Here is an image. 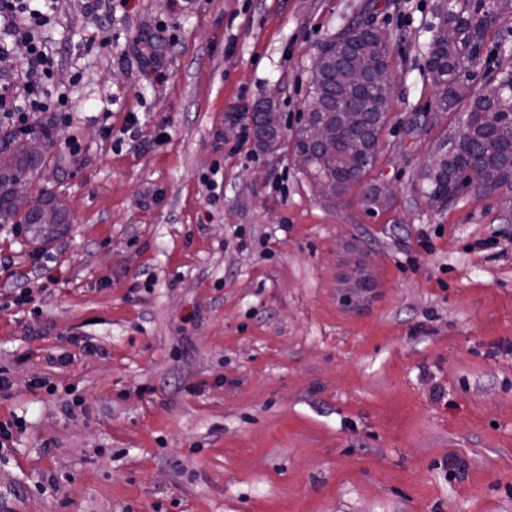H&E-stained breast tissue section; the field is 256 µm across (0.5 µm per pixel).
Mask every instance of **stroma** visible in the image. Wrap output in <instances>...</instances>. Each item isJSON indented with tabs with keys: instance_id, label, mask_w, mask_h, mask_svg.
<instances>
[{
	"instance_id": "stroma-1",
	"label": "stroma",
	"mask_w": 512,
	"mask_h": 512,
	"mask_svg": "<svg viewBox=\"0 0 512 512\" xmlns=\"http://www.w3.org/2000/svg\"><path fill=\"white\" fill-rule=\"evenodd\" d=\"M435 5L59 0L71 110L36 116L53 145L30 195L68 218L0 223V421L26 420L0 512H512V195L426 203L454 123ZM360 18L389 36L387 125L333 196L294 141L320 46ZM262 100L274 150L238 140ZM374 184L390 208L367 209ZM35 204L36 214L24 215V224H29L34 233L48 237L60 224H64V207L56 197L45 194H42Z\"/></svg>"
}]
</instances>
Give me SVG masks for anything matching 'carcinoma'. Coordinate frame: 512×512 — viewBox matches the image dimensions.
<instances>
[{
	"label": "carcinoma",
	"mask_w": 512,
	"mask_h": 512,
	"mask_svg": "<svg viewBox=\"0 0 512 512\" xmlns=\"http://www.w3.org/2000/svg\"><path fill=\"white\" fill-rule=\"evenodd\" d=\"M508 0H437L435 15L439 28H448V38L437 32L428 47L427 68L441 88L438 108L458 111L459 129L439 144L445 156L440 165L427 167L422 180L424 191L434 205L446 207L474 191L469 170L484 172L480 192L512 188V69L500 73L498 100L480 95L476 79L482 65L487 33L498 25ZM390 43L386 33L370 21H357L322 46L311 70L310 85L301 125L295 141L298 151L311 150L313 180L322 190L336 193L360 181L375 165L379 136L387 121V93L370 86L351 92L352 75H370L388 69ZM362 111L368 116V131L348 128L343 112ZM318 121L326 129L328 146L309 148L304 134L308 123ZM254 136L267 148L277 143L279 117L267 102L253 109ZM15 137L0 134V221L19 214L17 198L38 173L48 153L51 135L46 129L30 134L29 151L21 156L10 153ZM62 202L52 195H41L36 214L24 216L37 234L48 236L64 223Z\"/></svg>",
	"instance_id": "carcinoma-1"
}]
</instances>
